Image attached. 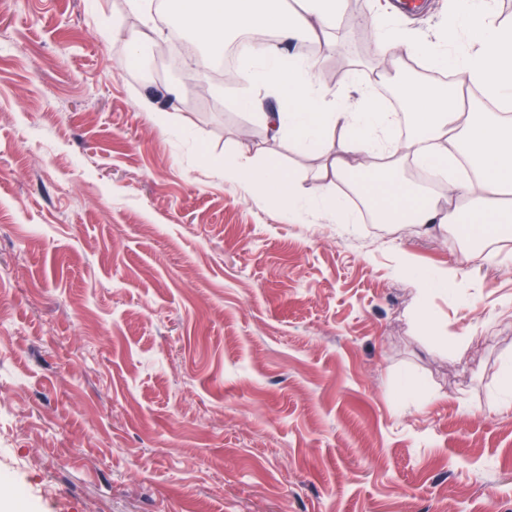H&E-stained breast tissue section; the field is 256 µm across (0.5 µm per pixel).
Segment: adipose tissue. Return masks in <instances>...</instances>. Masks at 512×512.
<instances>
[{"label": "adipose tissue", "mask_w": 512, "mask_h": 512, "mask_svg": "<svg viewBox=\"0 0 512 512\" xmlns=\"http://www.w3.org/2000/svg\"><path fill=\"white\" fill-rule=\"evenodd\" d=\"M280 0H169L189 32L202 36L208 55L221 51L228 34L266 28L274 42L254 49L243 74L255 88L241 107L298 149L322 153L314 187L281 165L262 159H225V180L242 182L255 202H276L289 212L326 205L325 188L361 177L364 198L380 199L387 222L430 229L464 225L475 239L490 231H512V24L499 22L495 0H448L445 40L421 43L407 30L388 26L371 14L379 49L386 60L381 80L399 81L413 112V130L391 138L389 112L369 87L356 89L355 99L323 89L315 55L302 54L308 43L330 51L329 36L343 12L344 0H298L293 11ZM455 73L446 93L431 91L422 81L405 82L408 62ZM279 95L281 108L266 111L259 90ZM415 157L431 167H448L465 157L472 174L448 176L443 197L418 192L394 173L397 163Z\"/></svg>", "instance_id": "adipose-tissue-1"}]
</instances>
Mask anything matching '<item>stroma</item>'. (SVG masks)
Here are the masks:
<instances>
[{"instance_id": "obj_1", "label": "stroma", "mask_w": 512, "mask_h": 512, "mask_svg": "<svg viewBox=\"0 0 512 512\" xmlns=\"http://www.w3.org/2000/svg\"><path fill=\"white\" fill-rule=\"evenodd\" d=\"M141 29L0 0V512H512V235L480 263L458 228L257 206L210 160L320 155L168 65L171 27L140 72ZM335 33L350 95L379 50Z\"/></svg>"}]
</instances>
